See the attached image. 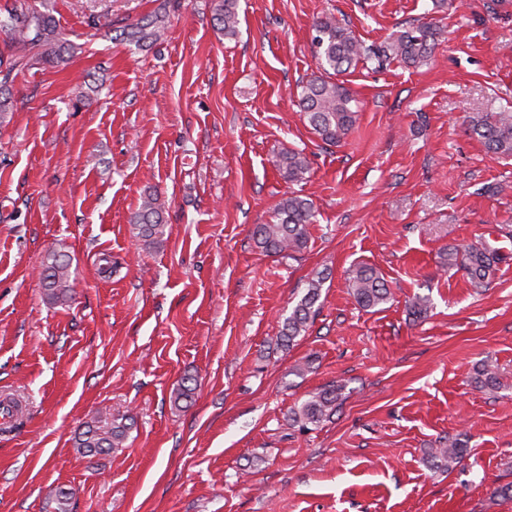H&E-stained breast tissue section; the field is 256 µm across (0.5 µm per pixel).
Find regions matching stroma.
I'll return each mask as SVG.
<instances>
[{
    "label": "stroma",
    "instance_id": "obj_1",
    "mask_svg": "<svg viewBox=\"0 0 512 512\" xmlns=\"http://www.w3.org/2000/svg\"><path fill=\"white\" fill-rule=\"evenodd\" d=\"M51 3L79 49L19 75L0 125V395L26 405L0 430V512H56L60 488L70 512H512V157L465 125L512 106V0H239L232 41L213 0H172L151 47L121 28L153 0ZM105 8L112 30L91 32ZM325 16L368 45L440 27L426 65L342 74L359 112L335 145L297 98ZM288 148L309 162L301 182L275 164ZM153 189L165 225L149 248L131 218ZM292 192L316 209L308 247L267 255L253 230ZM480 241L500 255L486 288L446 262ZM53 252L71 257L57 303L40 280ZM360 263L393 302L356 303ZM318 278L320 314L282 347ZM486 361L491 394L474 383ZM186 375L198 387L178 407ZM329 384L339 410L299 432L291 409ZM101 413L132 418L127 440L83 456L75 433ZM445 438L466 446L449 470L428 461Z\"/></svg>",
    "mask_w": 512,
    "mask_h": 512
}]
</instances>
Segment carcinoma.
Segmentation results:
<instances>
[{"instance_id":"1","label":"carcinoma","mask_w":512,"mask_h":512,"mask_svg":"<svg viewBox=\"0 0 512 512\" xmlns=\"http://www.w3.org/2000/svg\"><path fill=\"white\" fill-rule=\"evenodd\" d=\"M154 14L136 23L126 25L122 36L138 46L152 44L161 39L165 30L171 0H156ZM214 16L227 39L239 33L237 0H215ZM7 40L0 49V124L14 111L10 92L18 74L43 70L47 65H66L77 49L63 40L48 0H14L12 5L0 6V33ZM437 29L423 22L405 29L371 48L364 45L352 31L332 17L319 19L314 25L312 46L318 60L320 74L301 86L299 105L318 136L328 144L340 142L357 120L355 99L344 82L332 77L347 71L359 60H374L379 64L397 60L407 66L418 67L426 63L435 48ZM467 130L485 149L498 156L512 157V110L476 112L468 117ZM278 167L290 182L305 179L309 165L303 153L288 150L279 154ZM315 211L312 201L296 194L282 199L277 207V222L258 224L253 236L265 253L295 258L308 247L309 226ZM163 207L158 195L148 192L141 197L139 208L133 215L138 235L150 245L161 234ZM498 261L496 253L485 244H470L461 251L448 253V266L462 269L476 287H486L494 274ZM70 258L54 254L44 265L41 277L46 296L54 301L67 298L70 286ZM323 279L309 283L305 294L283 321L279 341L290 348L295 339L306 331L320 310L319 300ZM347 288L363 308L375 309L389 302L391 292L382 275L372 266L359 264L349 277ZM475 384L492 393L500 382L494 366L488 362L477 369ZM341 400L340 388L329 386L310 395L300 406L291 410L290 419L300 430L308 431L330 419ZM128 424L109 417H98L81 424L75 436V448L85 456H96L117 448L124 442ZM465 452L458 439L444 440L432 449L431 459L436 466H450Z\"/></svg>"}]
</instances>
